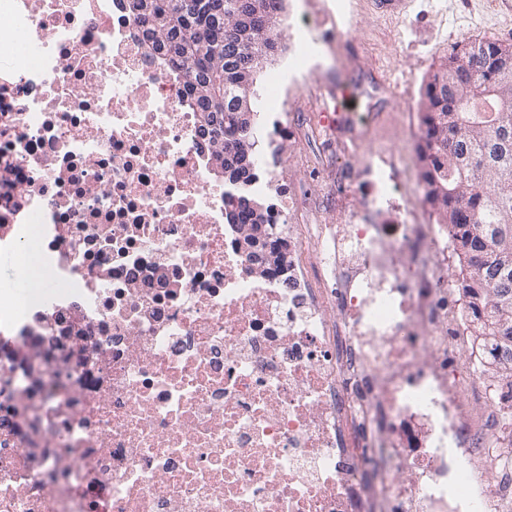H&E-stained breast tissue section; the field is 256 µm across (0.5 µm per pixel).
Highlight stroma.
<instances>
[{"instance_id":"stroma-1","label":"stroma","mask_w":512,"mask_h":512,"mask_svg":"<svg viewBox=\"0 0 512 512\" xmlns=\"http://www.w3.org/2000/svg\"><path fill=\"white\" fill-rule=\"evenodd\" d=\"M496 0H415L400 17L376 12L369 0H348L346 18L336 16V0H286V10L277 27L283 43L298 42L297 22L308 19L314 24L318 41L329 47L334 63H321L302 84L283 96L280 121L301 123L310 112H331L336 107L333 90L339 86L366 91L373 111L379 112L382 128L370 132L373 147L401 149L409 175H416L417 143L407 135L408 124L419 121L421 86L427 74L444 60L453 46L462 40L512 42V15L498 13ZM447 43H439L440 34ZM355 52H348V45ZM380 68L393 80L409 81V96L392 95L374 86L368 79L372 69ZM283 165L279 170L284 184L308 198L323 224H338L345 209L356 207L365 193L363 182H336L337 166L354 170L366 162L365 154H340L335 137L314 135L310 142L288 139L277 142ZM338 188L344 197V209H337L329 188Z\"/></svg>"}]
</instances>
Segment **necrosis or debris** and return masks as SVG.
<instances>
[{
	"instance_id": "4bbe7bcc",
	"label": "necrosis or debris",
	"mask_w": 512,
	"mask_h": 512,
	"mask_svg": "<svg viewBox=\"0 0 512 512\" xmlns=\"http://www.w3.org/2000/svg\"><path fill=\"white\" fill-rule=\"evenodd\" d=\"M0 51V248L33 274L0 289V512H512V367L398 155L341 224L257 157L269 266L131 0H0ZM378 121L311 115L351 152ZM265 207L266 204L261 199L240 195L225 205V223L244 226L249 231L248 241L255 252L267 262L278 265L281 263V256L274 244L277 230L274 224H269L264 219Z\"/></svg>"
}]
</instances>
